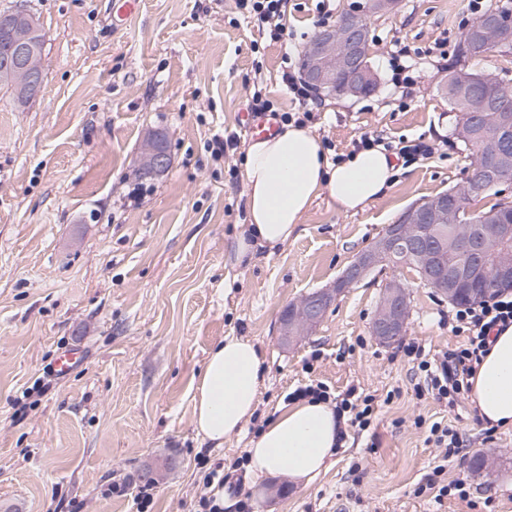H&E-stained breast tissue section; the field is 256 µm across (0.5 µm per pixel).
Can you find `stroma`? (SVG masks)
I'll return each instance as SVG.
<instances>
[{
    "label": "stroma",
    "instance_id": "stroma-1",
    "mask_svg": "<svg viewBox=\"0 0 512 512\" xmlns=\"http://www.w3.org/2000/svg\"><path fill=\"white\" fill-rule=\"evenodd\" d=\"M113 0H28L45 34L39 94L15 106L0 89V512H137L139 486L155 485L148 512H196L200 460L223 463L225 512H512V431L487 432L469 400L455 409L415 398L400 343L431 353L458 347L454 306L408 268H388L341 294L312 332L279 334L283 310L332 284L412 204L460 187L475 158L440 86L475 18L468 0H400L369 21V96H318L310 130L327 155H349L362 135L424 138L435 153L399 167L364 209L318 198L288 244L248 264L224 258L246 218L241 120L262 86L283 112L299 111L281 80L319 31L318 0H288L290 35L264 43L233 0H140L120 27ZM446 55L434 53L435 43ZM418 84L402 95L388 61L400 47ZM164 129L171 166L142 179L134 163L148 130ZM236 132L237 149L213 157L214 135ZM138 203H129L130 190ZM410 287L400 343L374 339L371 320L387 281ZM227 336L264 355L255 425L288 393L323 383L331 395L357 388L388 398L374 428L349 434L307 485L287 475L255 481L234 470L252 431L202 445L192 385L211 347ZM86 360L43 394L33 386L59 352ZM455 426L467 445L444 481L467 477L469 501H435L426 477L437 449L415 419ZM485 454L487 475L471 473ZM120 484L124 494L106 495Z\"/></svg>",
    "mask_w": 512,
    "mask_h": 512
}]
</instances>
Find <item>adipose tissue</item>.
<instances>
[{
    "label": "adipose tissue",
    "instance_id": "obj_1",
    "mask_svg": "<svg viewBox=\"0 0 512 512\" xmlns=\"http://www.w3.org/2000/svg\"><path fill=\"white\" fill-rule=\"evenodd\" d=\"M395 173L383 147L335 164L310 129L292 124L252 141L244 160L246 224L229 262L240 264L259 249L287 244L318 198L347 212L364 208ZM262 365L259 347L246 338L227 336L210 350L193 395V423L202 442L222 447L255 415ZM469 383V399L482 421L498 431L512 429V326L494 337ZM342 427L328 401L280 407L250 440L247 467L257 477L284 474L293 483L309 484L335 453Z\"/></svg>",
    "mask_w": 512,
    "mask_h": 512
}]
</instances>
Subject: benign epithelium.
I'll use <instances>...</instances> for the list:
<instances>
[{
  "instance_id": "7a95c632",
  "label": "benign epithelium",
  "mask_w": 512,
  "mask_h": 512,
  "mask_svg": "<svg viewBox=\"0 0 512 512\" xmlns=\"http://www.w3.org/2000/svg\"><path fill=\"white\" fill-rule=\"evenodd\" d=\"M395 0H363L343 13V20L321 30L306 46L303 56L308 67L304 79L322 90L336 88V74L343 71L361 72V82L349 92L362 96L367 83L375 74L361 69L368 55L365 24L368 16L382 9L390 10ZM17 21L11 28L9 46L0 52V77L18 91H39L43 76V52L34 48L40 40L36 18L20 6L5 17ZM485 41L497 44L503 37V26L494 20L480 22ZM477 120H489L506 125L512 116L493 104L486 105ZM499 170L492 183L498 193L512 191V154L506 145H495ZM170 166V154L163 135L158 131L146 134L136 173L144 178H156ZM480 191L477 180L469 177L451 195L433 196L406 210L393 224L357 255L327 289L314 292L290 306L282 318L283 336L295 339L308 334L329 308L335 295L366 278L385 263L395 252L402 253L416 265L422 284L444 298L451 299L457 289L487 269H492L494 283H512V224H469L460 218L467 199ZM454 222L453 234H448V222ZM453 248L460 256L455 265L444 264L440 256ZM409 304L405 285L397 280L385 287L381 302L372 320V333L380 341L397 336L406 327Z\"/></svg>"
}]
</instances>
